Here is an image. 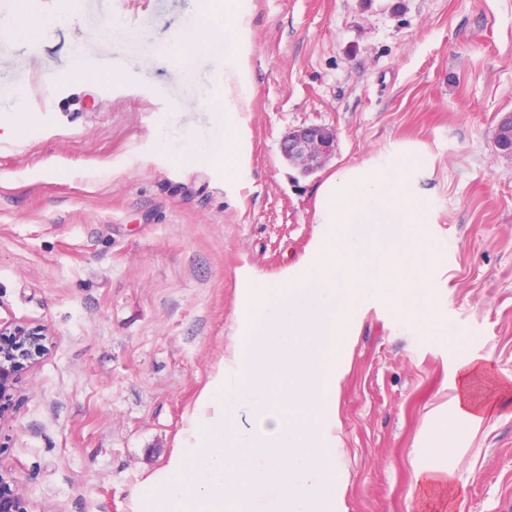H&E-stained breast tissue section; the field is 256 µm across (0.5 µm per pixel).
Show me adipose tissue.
Instances as JSON below:
<instances>
[{"instance_id": "ef3b65f1", "label": "adipose tissue", "mask_w": 512, "mask_h": 512, "mask_svg": "<svg viewBox=\"0 0 512 512\" xmlns=\"http://www.w3.org/2000/svg\"><path fill=\"white\" fill-rule=\"evenodd\" d=\"M210 15L194 21L161 56L191 74L197 54H205L216 64L224 88L223 102L210 106L208 99L198 104L211 109V129L206 140L187 141L182 159L222 168L227 181H238L242 162V123L240 114L249 106V32L245 23L247 0H209Z\"/></svg>"}]
</instances>
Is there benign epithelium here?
I'll return each mask as SVG.
<instances>
[{
  "instance_id": "obj_1",
  "label": "benign epithelium",
  "mask_w": 512,
  "mask_h": 512,
  "mask_svg": "<svg viewBox=\"0 0 512 512\" xmlns=\"http://www.w3.org/2000/svg\"><path fill=\"white\" fill-rule=\"evenodd\" d=\"M336 134L325 126L311 125L292 130L283 150L286 158L310 175L333 155ZM48 329L34 323H0V421L9 413V397L17 372L33 365L47 349ZM0 512H33L19 479L12 470L0 466Z\"/></svg>"
}]
</instances>
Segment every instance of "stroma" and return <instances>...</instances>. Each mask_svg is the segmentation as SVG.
Segmentation results:
<instances>
[{"instance_id":"stroma-1","label":"stroma","mask_w":512,"mask_h":512,"mask_svg":"<svg viewBox=\"0 0 512 512\" xmlns=\"http://www.w3.org/2000/svg\"><path fill=\"white\" fill-rule=\"evenodd\" d=\"M247 168H193L184 139L221 95L157 58L205 0H36L30 39L0 37V320L49 329L0 424V466L35 512H132L174 450L235 321L239 274L307 256L319 185L405 146L425 155L435 314L362 307L338 352L335 512H512V0H249ZM132 32L102 35L112 21ZM97 60L75 75L76 55ZM321 125L336 151L303 176L281 143ZM480 422L459 417L461 365ZM435 471L439 486L415 483Z\"/></svg>"}]
</instances>
